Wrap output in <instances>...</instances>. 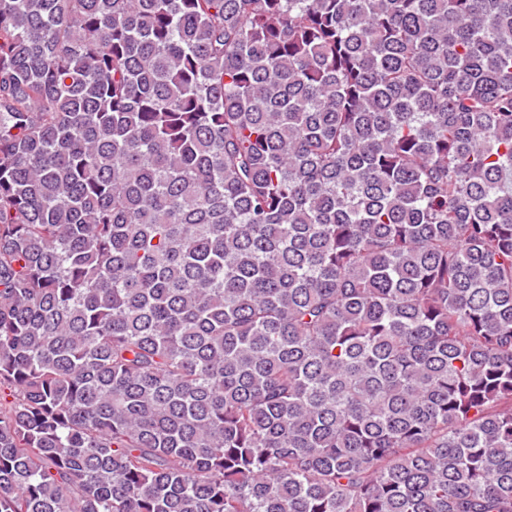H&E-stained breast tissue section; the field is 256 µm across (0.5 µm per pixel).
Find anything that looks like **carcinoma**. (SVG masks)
Wrapping results in <instances>:
<instances>
[{"mask_svg": "<svg viewBox=\"0 0 512 512\" xmlns=\"http://www.w3.org/2000/svg\"><path fill=\"white\" fill-rule=\"evenodd\" d=\"M0 512H512V0H0Z\"/></svg>", "mask_w": 512, "mask_h": 512, "instance_id": "1", "label": "carcinoma"}]
</instances>
